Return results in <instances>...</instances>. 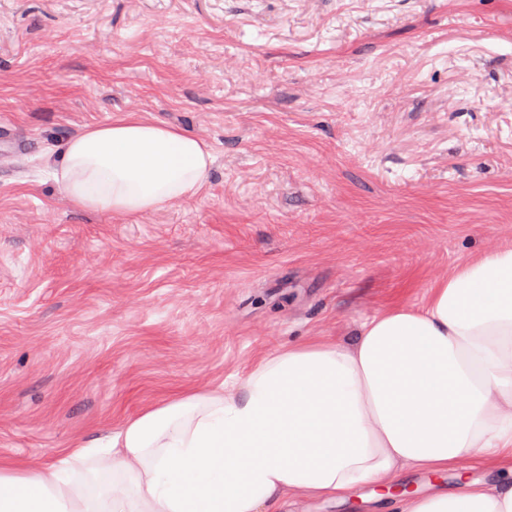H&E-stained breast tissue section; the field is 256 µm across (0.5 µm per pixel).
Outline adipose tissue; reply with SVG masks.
<instances>
[{
  "instance_id": "1",
  "label": "adipose tissue",
  "mask_w": 512,
  "mask_h": 512,
  "mask_svg": "<svg viewBox=\"0 0 512 512\" xmlns=\"http://www.w3.org/2000/svg\"><path fill=\"white\" fill-rule=\"evenodd\" d=\"M214 161L204 138L128 112L71 137L50 172L77 209L143 217L196 198ZM512 245L459 264L414 309L391 303L353 345L269 355L238 391L186 392L57 464L0 460V512H278L289 495L390 500L405 467L454 474L403 512H512Z\"/></svg>"
}]
</instances>
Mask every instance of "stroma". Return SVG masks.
<instances>
[{
	"instance_id": "1",
	"label": "stroma",
	"mask_w": 512,
	"mask_h": 512,
	"mask_svg": "<svg viewBox=\"0 0 512 512\" xmlns=\"http://www.w3.org/2000/svg\"><path fill=\"white\" fill-rule=\"evenodd\" d=\"M129 111L209 141L205 189L75 209L50 169ZM505 243L512 0H0L2 458L50 465L261 356L351 345Z\"/></svg>"
}]
</instances>
